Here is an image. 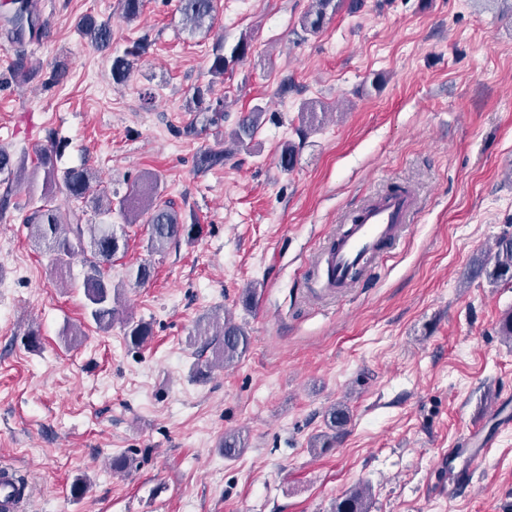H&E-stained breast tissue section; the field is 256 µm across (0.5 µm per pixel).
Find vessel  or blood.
<instances>
[{
    "mask_svg": "<svg viewBox=\"0 0 512 512\" xmlns=\"http://www.w3.org/2000/svg\"><path fill=\"white\" fill-rule=\"evenodd\" d=\"M418 208L416 193L407 186L392 187L383 195L372 197L344 215L312 267L326 285L339 290L360 287L369 277L376 261L388 255L403 238ZM445 459L468 457L461 469H449L447 482L438 484V496L461 498L471 493L481 455H467L465 448H451ZM25 483L14 471L0 468V512H20Z\"/></svg>",
    "mask_w": 512,
    "mask_h": 512,
    "instance_id": "vessel-or-blood-1",
    "label": "vessel or blood"
}]
</instances>
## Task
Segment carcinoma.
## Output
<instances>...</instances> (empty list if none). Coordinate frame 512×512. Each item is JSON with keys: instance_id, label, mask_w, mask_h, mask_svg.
Wrapping results in <instances>:
<instances>
[{"instance_id": "cac0c4a2", "label": "carcinoma", "mask_w": 512, "mask_h": 512, "mask_svg": "<svg viewBox=\"0 0 512 512\" xmlns=\"http://www.w3.org/2000/svg\"><path fill=\"white\" fill-rule=\"evenodd\" d=\"M23 5L15 9L8 19L10 42L15 52V70L22 73L26 70L25 46L27 41L45 34L46 24L41 22L37 14ZM341 0H311L309 10L301 19L304 30L317 32L323 28L326 20L336 13ZM216 5L214 0H179V11L184 25L193 28L203 24L213 27ZM78 30L96 50H105L112 43V25L108 20H101L92 15H84L78 21ZM251 48L250 41L240 39L231 49L230 55H224V46L216 48L209 67L214 77L224 76L230 63L244 59ZM145 49V44L136 42L123 55L112 58L111 76L116 83L127 81L133 71L135 58ZM209 89L197 88L192 95V103L206 106L213 112L211 122L223 117L224 101L221 99L206 101ZM264 110L255 106L243 115L235 128L229 133L231 144L245 148L253 140L263 123ZM42 148L38 156L35 172L41 175L42 186L38 197L30 199L31 212L24 220L30 230L35 245L43 249L48 257L51 273L56 281L68 279L72 258L90 249L92 259L87 261V273L82 288L87 300L89 315L98 328L107 330L120 317V293L118 287L105 279L103 267L112 264V259L125 252L127 247L126 234L117 233L110 223L112 207L127 224L140 222L149 225L146 239V250L150 253H161L181 241H192L199 232V225L188 224L174 209L173 203L162 201L158 192V177L146 173L134 181L128 193L112 204V196L101 192L90 198L88 191L93 173L84 164L59 170L55 155L58 147L53 139ZM227 152L209 150L199 158V165L204 169L224 164ZM297 162L296 147L292 143L281 147L279 166L285 171L293 169ZM24 168V161H17L6 148L0 147V174L14 175ZM63 193L75 202L88 204L100 216L98 224L82 223L83 208L76 207L63 211L54 205L56 194ZM479 273L485 275L491 283L512 281V236L503 235L496 241L490 255L478 261ZM154 269L147 263H140L127 273L130 285L138 287L153 277ZM129 342L138 346L150 335V328L143 322L134 323L123 320ZM194 340L200 342L199 354L211 351L212 357L197 363L195 375L203 378L214 366L229 365L246 351L250 336L246 328L230 318L213 317L208 329ZM350 421L347 408L334 406L327 414L326 426L328 433L323 435L321 449L332 447L345 434ZM224 456L233 458L245 448V442L238 433L224 434ZM370 492L365 485L354 488L349 494L336 501L334 512H369Z\"/></svg>"}]
</instances>
